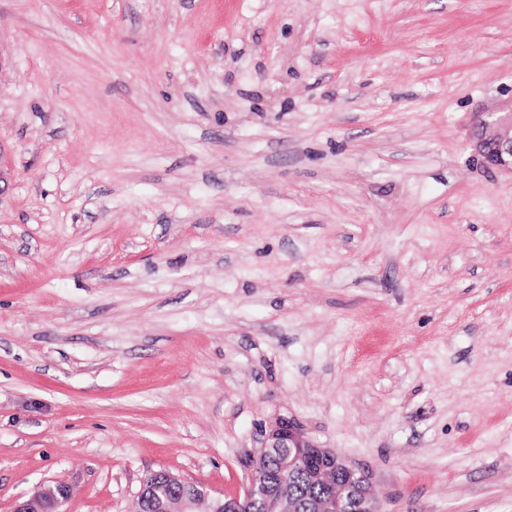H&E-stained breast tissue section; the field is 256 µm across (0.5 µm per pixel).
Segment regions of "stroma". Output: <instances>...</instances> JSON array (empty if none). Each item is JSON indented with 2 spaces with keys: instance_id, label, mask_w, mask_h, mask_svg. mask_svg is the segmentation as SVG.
<instances>
[{
  "instance_id": "1",
  "label": "stroma",
  "mask_w": 512,
  "mask_h": 512,
  "mask_svg": "<svg viewBox=\"0 0 512 512\" xmlns=\"http://www.w3.org/2000/svg\"><path fill=\"white\" fill-rule=\"evenodd\" d=\"M512 0H0V512L247 483L512 512ZM502 110L474 114L471 147L484 168L512 175V102ZM260 436V449L252 455L243 494H217L207 485L193 482L191 491L176 499L161 496L146 484H142L139 495L151 498L156 512H241L245 505L256 509L254 512H302L308 507L306 502L288 495L306 498L312 494L303 473L289 476L286 484L279 477L258 473L254 465L262 457L280 456L282 470L304 468L313 483L334 488L331 495L317 501L318 512L381 511L370 474L336 452L315 444L294 421L280 419L261 429ZM336 474L343 478L337 485ZM204 505L207 510H203ZM70 496L68 486L60 488L55 484H43L30 497L18 502L13 512H62L61 508Z\"/></svg>"
}]
</instances>
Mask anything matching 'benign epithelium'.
<instances>
[{
	"instance_id": "benign-epithelium-1",
	"label": "benign epithelium",
	"mask_w": 512,
	"mask_h": 512,
	"mask_svg": "<svg viewBox=\"0 0 512 512\" xmlns=\"http://www.w3.org/2000/svg\"><path fill=\"white\" fill-rule=\"evenodd\" d=\"M471 147L484 168L512 175V103L501 112H477L473 117ZM281 458V469L290 472L301 467L317 485L334 488L331 495L317 501L318 512H381V504L370 474L360 470L336 452L315 444L299 425L280 419L260 430V449L252 455ZM139 495L154 501L157 512H304L305 501L288 497V484L280 478L260 474L250 465L243 493L217 494L207 485L195 482L191 491L176 499L158 494L142 485ZM69 487L43 484L13 512H62L70 499Z\"/></svg>"
}]
</instances>
